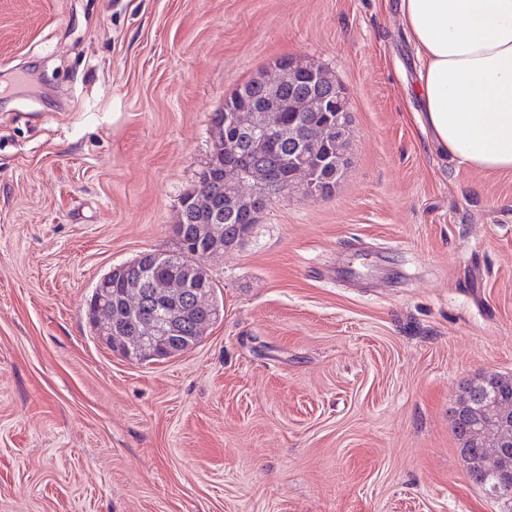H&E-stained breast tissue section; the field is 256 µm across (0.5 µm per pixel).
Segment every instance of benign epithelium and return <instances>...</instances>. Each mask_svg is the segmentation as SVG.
<instances>
[{
  "label": "benign epithelium",
  "instance_id": "7a95c632",
  "mask_svg": "<svg viewBox=\"0 0 512 512\" xmlns=\"http://www.w3.org/2000/svg\"><path fill=\"white\" fill-rule=\"evenodd\" d=\"M276 72L272 79L263 75L255 78L256 85L263 92L261 103H246L229 113L214 115L215 152L201 173L196 190L180 199L179 217L171 226L172 235L184 236L188 212L191 209L196 211L200 223L195 225L193 233L198 240L195 254L203 263L233 243L232 239L224 236L223 189L231 190L241 205L260 212L274 199L275 191L286 185L289 191L304 195L324 193L322 188L299 178V175L306 171L318 150L332 141L333 134L345 129L348 100L342 88L332 85L325 94L311 88L286 105L280 101L283 86L301 76L308 83H315L320 77L318 67L292 59L286 65H278ZM286 112H334L336 119L290 123L284 117ZM226 126L235 131V138H224ZM288 140L295 147V155L290 159V174L282 177L265 165L262 158L265 150ZM243 143L249 145L255 155L254 165L247 171L237 164ZM165 258L171 266H176L174 258L155 251L142 253L112 269V276L125 280L122 305L131 318L130 323L118 325L112 319L106 291H100L94 299L100 322L130 361L143 363L176 356L177 352L163 345L148 346L147 337L172 336L185 324L200 336L218 314L213 289L181 271H163ZM500 380L501 375L491 371L467 383L452 411L453 421H459L466 414L467 391ZM491 452L499 461L501 477L492 485L489 495L511 501L512 435L503 433L499 447L491 449Z\"/></svg>",
  "mask_w": 512,
  "mask_h": 512
}]
</instances>
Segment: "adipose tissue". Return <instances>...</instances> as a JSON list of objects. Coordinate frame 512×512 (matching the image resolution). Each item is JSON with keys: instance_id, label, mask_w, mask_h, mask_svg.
<instances>
[{"instance_id": "obj_1", "label": "adipose tissue", "mask_w": 512, "mask_h": 512, "mask_svg": "<svg viewBox=\"0 0 512 512\" xmlns=\"http://www.w3.org/2000/svg\"><path fill=\"white\" fill-rule=\"evenodd\" d=\"M423 120L459 164L512 172V0H401Z\"/></svg>"}]
</instances>
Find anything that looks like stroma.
<instances>
[{"instance_id": "35a3bbf8", "label": "stroma", "mask_w": 512, "mask_h": 512, "mask_svg": "<svg viewBox=\"0 0 512 512\" xmlns=\"http://www.w3.org/2000/svg\"><path fill=\"white\" fill-rule=\"evenodd\" d=\"M288 56L348 167L208 261L197 345L127 360L95 283L173 248L213 114ZM419 70L399 0H0V512H512L450 417L512 377V173L432 148ZM501 380V375H499L496 372H486L479 376L476 380L470 381L467 383V385L463 388L462 394L460 395V398L452 411V417L453 421L457 422L460 419H462L466 414V397H467V391H469L471 388H476L478 386L486 385V384H495L499 383Z\"/></svg>"}]
</instances>
